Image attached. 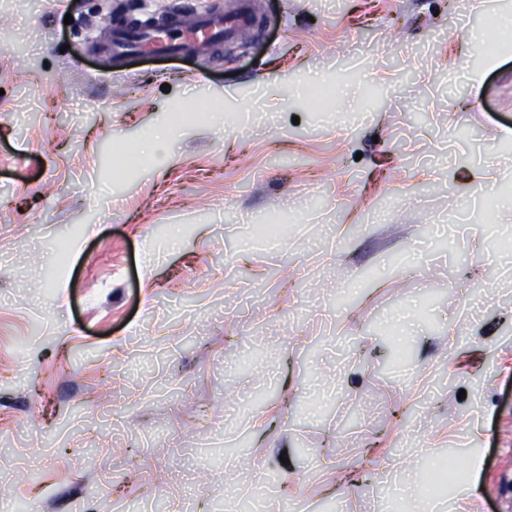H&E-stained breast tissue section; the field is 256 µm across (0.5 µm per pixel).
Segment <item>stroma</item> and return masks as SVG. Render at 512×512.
Returning a JSON list of instances; mask_svg holds the SVG:
<instances>
[{
    "mask_svg": "<svg viewBox=\"0 0 512 512\" xmlns=\"http://www.w3.org/2000/svg\"><path fill=\"white\" fill-rule=\"evenodd\" d=\"M471 2L0 0V512H405L370 475L410 433L512 512V216L470 184L512 181V46L471 80ZM174 16L235 26L109 53Z\"/></svg>",
    "mask_w": 512,
    "mask_h": 512,
    "instance_id": "35a3bbf8",
    "label": "stroma"
}]
</instances>
